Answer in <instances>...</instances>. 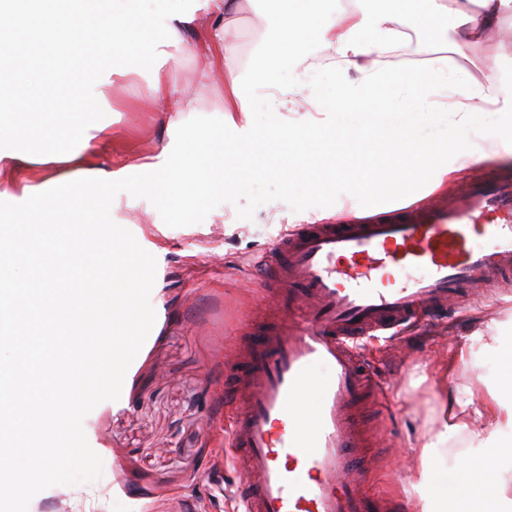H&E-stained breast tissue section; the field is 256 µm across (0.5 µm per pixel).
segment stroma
Instances as JSON below:
<instances>
[{
  "instance_id": "1",
  "label": "stroma",
  "mask_w": 512,
  "mask_h": 512,
  "mask_svg": "<svg viewBox=\"0 0 512 512\" xmlns=\"http://www.w3.org/2000/svg\"><path fill=\"white\" fill-rule=\"evenodd\" d=\"M442 9L427 19L426 0L409 4L412 61L434 58L449 69H466L496 96L512 91V5L502 31L485 42L458 48L452 24L455 0H437ZM271 0H252L236 23V41L250 55L259 39ZM168 79L182 94L181 132L214 126L224 110V76L210 70L194 35L167 46ZM146 81L132 74L112 88V109L103 120L124 131L115 148L104 149L105 168L124 167L112 184L111 212L73 202L65 219L79 224H121L141 246L157 244L150 259L154 288L143 292L145 358L122 402L103 397L81 416L82 440L94 465L78 464L61 473L55 487H36L0 505V512H81L75 491H94L96 512H241L231 450L224 442V372L250 338V326L271 321L275 296L252 271L254 259L278 238L316 218L336 222L350 206L351 186L328 180L314 191L304 179L282 183L265 174L230 193H212L187 220L169 222L146 191L132 183L148 179L142 158L157 154L168 140L167 118L136 91ZM501 115L489 112L464 136L480 161L457 171L449 187L495 174L512 179V158L495 159L493 132ZM512 320V283L479 293L465 304H449L446 314L428 319L390 349L373 347L382 388L366 412L374 439L365 448L364 479L374 491L412 502L417 479L415 448L438 427L441 397L430 374L433 365L460 346L470 345L466 365L448 378L452 394L474 406L494 390L501 376L495 346L471 344L472 334L492 322Z\"/></svg>"
}]
</instances>
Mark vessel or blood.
Returning a JSON list of instances; mask_svg holds the SVG:
<instances>
[{
    "label": "vessel or blood",
    "mask_w": 512,
    "mask_h": 512,
    "mask_svg": "<svg viewBox=\"0 0 512 512\" xmlns=\"http://www.w3.org/2000/svg\"><path fill=\"white\" fill-rule=\"evenodd\" d=\"M477 235L491 249L475 248ZM257 270L277 290L278 318L253 333L224 399L244 512H402L363 486L358 410L379 387L359 342L512 276V181L488 174L386 218L304 225Z\"/></svg>",
    "instance_id": "obj_1"
}]
</instances>
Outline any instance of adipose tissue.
I'll return each instance as SVG.
<instances>
[{
	"label": "adipose tissue",
	"instance_id": "obj_1",
	"mask_svg": "<svg viewBox=\"0 0 512 512\" xmlns=\"http://www.w3.org/2000/svg\"><path fill=\"white\" fill-rule=\"evenodd\" d=\"M456 2L454 29L461 42L480 43L500 27L506 0ZM205 3L203 56L224 74L221 130L179 135L149 163L151 176L142 187L170 220H184L208 193L235 190L263 173L286 183L302 176L319 189L330 170L352 184L359 200L384 191L411 195L418 180L442 187L449 174L448 144L422 140L417 132L422 125L446 119L445 112L418 106L443 76L456 97L454 132H468L481 120L485 103H493L509 118L499 147L505 157H512L511 96L489 97L471 78L445 73L428 62L394 66L384 60V52L402 37L406 0H349L348 8L335 15L275 9L265 38L247 57L233 35L243 0ZM196 21L194 10L180 8L160 41L153 36V18L135 11L132 0H113L107 13L88 11L84 0H68L67 11L57 15L52 28L61 42L78 40L82 52L73 73L57 83L38 60L44 51L35 39L43 25L40 14L31 12L24 22L13 23L0 13L7 53L23 48L31 55L21 67L0 63V124H10L15 137L37 138L43 133L41 122L18 119L22 108L35 105L29 89L51 88L77 101L86 88L111 89L115 77L129 74L135 63L150 72L143 97L160 102L165 111H179L181 100L166 74L165 48L183 42L185 30ZM313 34L321 49L334 53L340 75L333 99H316L320 117L315 121L300 116V103L280 85L285 70L304 76L318 71L308 42ZM262 91L277 109L292 113V120L257 130L251 114ZM395 98L398 111H377V104ZM53 134L69 143L68 151L36 160L0 147V197L28 199L35 187L18 174L37 162L46 166V180L92 185V203L111 207L116 173L99 167L97 158L118 140V132L86 114L76 124L57 123ZM65 205L62 199H44L32 219L11 234L0 255V327L7 335L26 339L18 359L0 356V384L19 365L29 378L0 416V502L15 497L30 480L54 486L61 470L84 462L79 437L83 409L105 395L120 400L143 356L138 301L142 291L152 288V279L118 225L91 233L81 224L56 223V213ZM20 266L29 272L23 282L15 277ZM495 341L504 357L502 382L479 408L459 403L453 424L441 426L417 448L412 512H447L440 495L449 479L465 473L474 480L458 512H499V485L491 475L494 457L477 460L463 454L454 467L435 464L438 449L447 446L452 432L466 434L470 447L512 454V445L502 441L504 431L512 432V342L501 335Z\"/></svg>",
	"mask_w": 512,
	"mask_h": 512
}]
</instances>
